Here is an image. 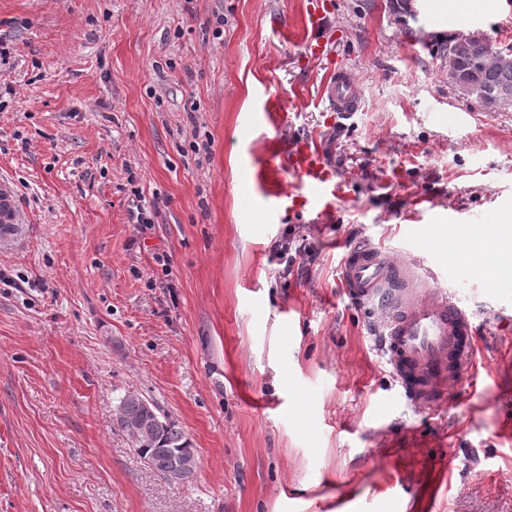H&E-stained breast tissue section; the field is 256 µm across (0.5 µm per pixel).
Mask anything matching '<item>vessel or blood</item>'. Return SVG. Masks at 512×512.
Here are the masks:
<instances>
[{
	"label": "vessel or blood",
	"mask_w": 512,
	"mask_h": 512,
	"mask_svg": "<svg viewBox=\"0 0 512 512\" xmlns=\"http://www.w3.org/2000/svg\"><path fill=\"white\" fill-rule=\"evenodd\" d=\"M304 26L312 53L326 51L319 30L322 18L307 12ZM329 111L350 117L358 111L359 98L345 72H333L322 90ZM271 161H283L298 179L285 197L298 210L317 217L333 214L346 200L336 172L316 140L300 137L287 150L271 146ZM23 221L18 187L0 176V237L14 235ZM341 278L346 293L363 304L378 306L385 314V349L394 374L416 403L444 402L448 385L459 379L471 347V314L454 289L445 287L439 273L412 259L394 258L382 246L361 241L343 258Z\"/></svg>",
	"instance_id": "1"
}]
</instances>
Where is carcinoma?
Returning a JSON list of instances; mask_svg holds the SVG:
<instances>
[{"mask_svg":"<svg viewBox=\"0 0 512 512\" xmlns=\"http://www.w3.org/2000/svg\"><path fill=\"white\" fill-rule=\"evenodd\" d=\"M467 67L475 69L485 89L512 92V68L500 69L482 44L471 46ZM117 424L133 440L146 463L165 480L189 481L196 468V449L185 430L138 393L128 392L117 407Z\"/></svg>","mask_w":512,"mask_h":512,"instance_id":"cac0c4a2","label":"carcinoma"}]
</instances>
